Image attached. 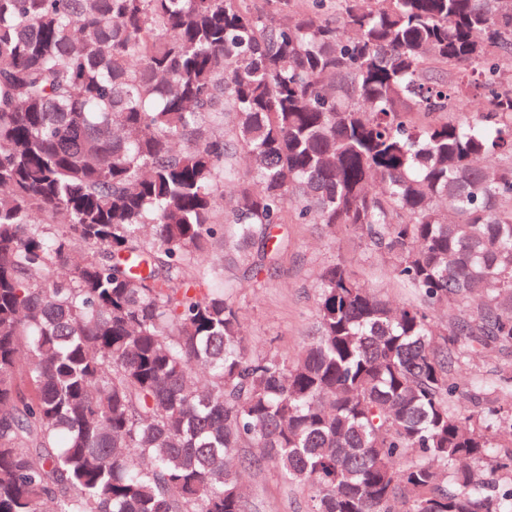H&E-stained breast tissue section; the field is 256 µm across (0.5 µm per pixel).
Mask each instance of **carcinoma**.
Masks as SVG:
<instances>
[{
  "instance_id": "obj_1",
  "label": "carcinoma",
  "mask_w": 512,
  "mask_h": 512,
  "mask_svg": "<svg viewBox=\"0 0 512 512\" xmlns=\"http://www.w3.org/2000/svg\"><path fill=\"white\" fill-rule=\"evenodd\" d=\"M291 2L0 0V512H512V0ZM288 223L417 300L333 261L252 349L209 245ZM259 512H305L303 496L287 490L277 472L268 468L259 474L248 475Z\"/></svg>"
}]
</instances>
